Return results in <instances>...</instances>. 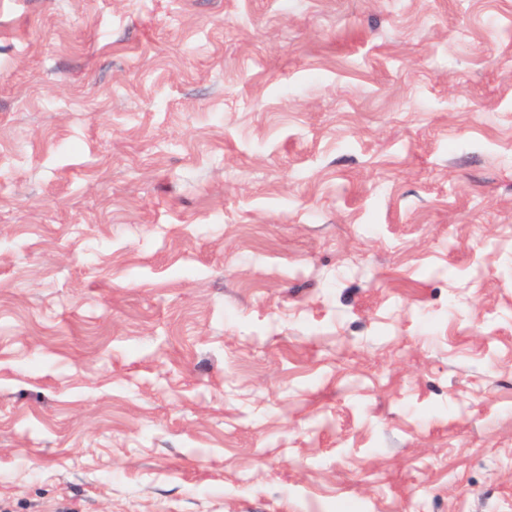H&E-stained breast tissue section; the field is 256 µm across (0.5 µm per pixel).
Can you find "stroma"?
<instances>
[{
    "label": "stroma",
    "instance_id": "obj_1",
    "mask_svg": "<svg viewBox=\"0 0 512 512\" xmlns=\"http://www.w3.org/2000/svg\"><path fill=\"white\" fill-rule=\"evenodd\" d=\"M0 512H512V0H0Z\"/></svg>",
    "mask_w": 512,
    "mask_h": 512
}]
</instances>
